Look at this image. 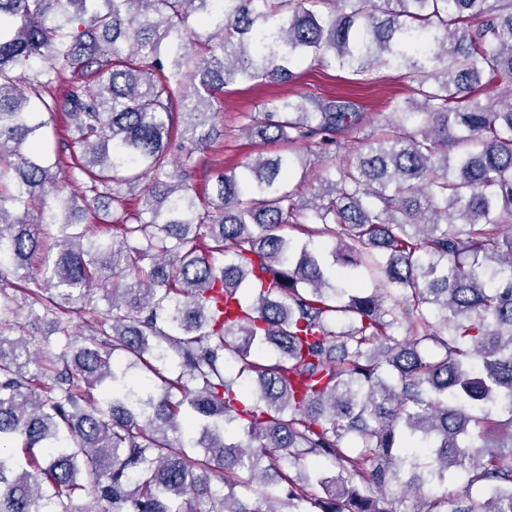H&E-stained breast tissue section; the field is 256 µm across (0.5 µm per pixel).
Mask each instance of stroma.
<instances>
[{
    "mask_svg": "<svg viewBox=\"0 0 512 512\" xmlns=\"http://www.w3.org/2000/svg\"><path fill=\"white\" fill-rule=\"evenodd\" d=\"M292 70L295 78L290 83L266 82L258 85L243 82L218 94L215 101L217 125L223 128L224 133L216 137L206 152L196 154L193 159L190 183L197 192L212 189L214 185L212 161H221L223 169L229 171L257 156L282 152V145L266 143L236 130L239 113L250 110L255 104L294 92H305L320 97L343 96L366 112L367 118L361 130L354 138L344 141L337 151L305 150L307 168L304 172L296 173L295 178L301 183L302 195L306 196L318 186L321 175L355 157L361 151L367 135L379 134L384 129L389 117V102L406 94L407 84L400 79L398 71L384 66L357 75L340 68L335 58L328 55L319 62L296 63Z\"/></svg>",
    "mask_w": 512,
    "mask_h": 512,
    "instance_id": "stroma-1",
    "label": "stroma"
}]
</instances>
